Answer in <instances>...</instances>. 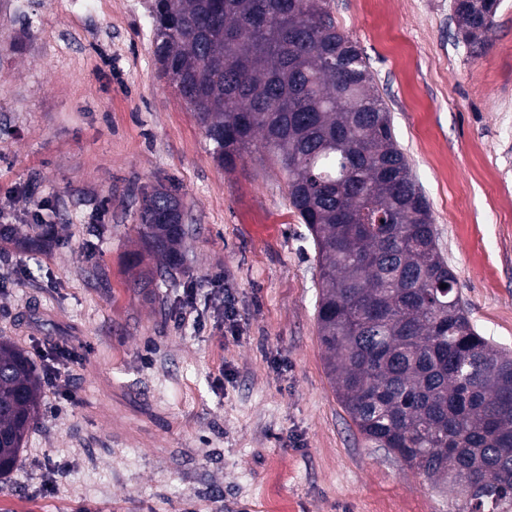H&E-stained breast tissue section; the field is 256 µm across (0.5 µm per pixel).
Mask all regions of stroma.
Segmentation results:
<instances>
[{
    "label": "stroma",
    "mask_w": 512,
    "mask_h": 512,
    "mask_svg": "<svg viewBox=\"0 0 512 512\" xmlns=\"http://www.w3.org/2000/svg\"><path fill=\"white\" fill-rule=\"evenodd\" d=\"M451 5L332 0L472 322L512 352V0L477 51ZM151 40L147 0H0V216L28 224L42 202L58 229L36 251L0 245V336L40 368L57 342L79 354L0 512H456L338 401L286 173L256 153L221 168ZM158 187L186 206V264L166 276L139 234Z\"/></svg>",
    "instance_id": "1"
}]
</instances>
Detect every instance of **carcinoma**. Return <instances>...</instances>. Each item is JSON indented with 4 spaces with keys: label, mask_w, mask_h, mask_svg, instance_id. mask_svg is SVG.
Wrapping results in <instances>:
<instances>
[{
    "label": "carcinoma",
    "mask_w": 512,
    "mask_h": 512,
    "mask_svg": "<svg viewBox=\"0 0 512 512\" xmlns=\"http://www.w3.org/2000/svg\"><path fill=\"white\" fill-rule=\"evenodd\" d=\"M499 0H456L479 49ZM152 55L229 168L256 151L288 176L319 266L327 374L362 438L461 512H512V354L480 335L437 244L431 208L358 44L331 0H154ZM184 205L142 200L140 231L167 270L184 261ZM43 375L0 336V479L40 417Z\"/></svg>",
    "instance_id": "carcinoma-1"
}]
</instances>
